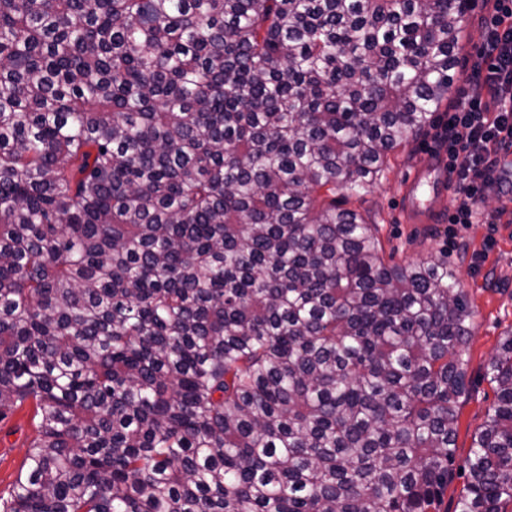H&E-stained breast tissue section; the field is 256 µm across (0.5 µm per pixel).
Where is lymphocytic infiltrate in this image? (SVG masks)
Returning a JSON list of instances; mask_svg holds the SVG:
<instances>
[{"instance_id":"obj_1","label":"lymphocytic infiltrate","mask_w":512,"mask_h":512,"mask_svg":"<svg viewBox=\"0 0 512 512\" xmlns=\"http://www.w3.org/2000/svg\"><path fill=\"white\" fill-rule=\"evenodd\" d=\"M484 43L467 87L441 117L433 138L444 149L456 207L449 226L472 223L496 154L512 146V0H485Z\"/></svg>"}]
</instances>
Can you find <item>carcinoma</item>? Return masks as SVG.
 <instances>
[{"instance_id": "obj_1", "label": "carcinoma", "mask_w": 512, "mask_h": 512, "mask_svg": "<svg viewBox=\"0 0 512 512\" xmlns=\"http://www.w3.org/2000/svg\"><path fill=\"white\" fill-rule=\"evenodd\" d=\"M465 0H0V512H438L472 313L367 192ZM455 512L512 504V333ZM33 404L27 402L7 422L0 423V494L7 495L19 474L28 445L36 434Z\"/></svg>"}]
</instances>
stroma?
Here are the masks:
<instances>
[{"label":"stroma","mask_w":512,"mask_h":512,"mask_svg":"<svg viewBox=\"0 0 512 512\" xmlns=\"http://www.w3.org/2000/svg\"><path fill=\"white\" fill-rule=\"evenodd\" d=\"M434 147L424 134L392 156L382 178L364 195L344 198L345 207L358 210L374 224L386 251L399 263L424 260L429 254L444 252L455 271L473 315L474 329L464 358L467 362V395L462 400L456 425V464L443 497L441 512H454L466 476L460 471L469 454L472 437L483 423L487 409L496 399L494 384L486 377L489 358L498 350L505 333L512 330V207L506 197L512 183H499L488 190L480 204L481 214L474 223L448 234V213L455 201L446 197L442 217L425 224L405 220L403 201L406 181L412 173L430 162ZM484 254L474 264L475 254ZM34 407L24 404L7 422L0 423V494H7L19 474L28 446L36 434Z\"/></svg>","instance_id":"stroma-1"}]
</instances>
